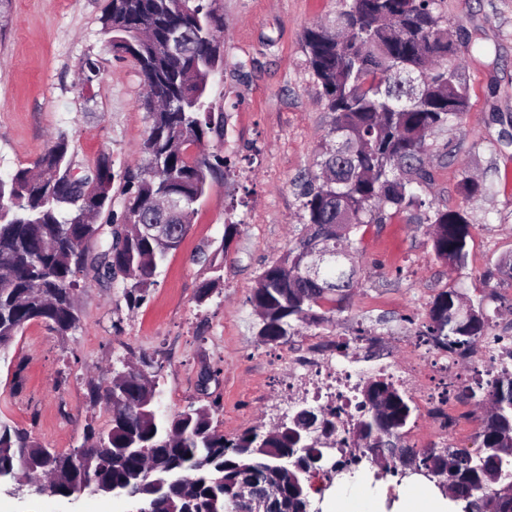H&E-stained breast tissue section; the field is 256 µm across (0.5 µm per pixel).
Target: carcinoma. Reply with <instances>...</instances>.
<instances>
[{"label":"carcinoma","instance_id":"obj_1","mask_svg":"<svg viewBox=\"0 0 512 512\" xmlns=\"http://www.w3.org/2000/svg\"><path fill=\"white\" fill-rule=\"evenodd\" d=\"M336 14L348 19L352 36L331 38L328 24L305 31V49L325 107L331 114L318 166L333 174L316 175L300 196L305 222L295 246L258 276L250 297L257 335L278 345L301 329L318 327L341 312L352 276L337 262L352 247L351 236L401 214L422 213L418 223L435 257L460 272L469 261L475 225L464 208H440L425 196L433 182L428 139L459 126L470 106V86L456 63L468 34L458 28L448 37L437 0H337ZM103 24L112 48L131 56L148 88L149 131L143 170L128 179L120 210L112 197V162L101 156L85 179L97 181L94 196H84L72 171L71 145L60 134L39 158V173L19 169L0 179V351L26 325L44 323L59 336L79 324L75 291L81 277L121 280L123 298L139 307L169 253L182 244L194 204L229 165L219 152L191 160L190 145L224 139L223 114L206 101L212 75L223 59L211 52L222 21L205 0H109ZM502 126L499 141L512 144V117L489 116ZM466 200L487 192L483 178L460 170ZM170 195L181 214L150 213L160 195ZM212 273L197 302L210 298L223 278L217 257H205ZM464 293L438 294L424 330L444 352L466 353L491 335L500 313L489 312L481 296L470 302L468 325L456 311ZM152 361L144 356L112 376L102 399L111 426L85 436L79 463L72 452L38 443L31 434L0 419V483L22 494L70 498L76 494L113 495L132 487L150 512H239L236 490L245 480L275 485L281 507L273 512H308L312 484L302 448L319 443L292 419L273 430H246L226 439L212 426L210 409L190 404L170 415L157 410L159 390ZM357 415L347 433L336 426V409L323 411L324 433L344 452L336 469L344 472L366 461L359 452L390 433L408 444L406 426L415 408L407 392L385 377H370L358 390ZM494 395L479 417L478 450L440 448L417 453L414 461L456 476L463 512H482L477 487L488 481L486 461L512 467V367L501 366L487 381ZM384 412H372L376 400Z\"/></svg>","mask_w":512,"mask_h":512}]
</instances>
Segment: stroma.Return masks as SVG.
Masks as SVG:
<instances>
[{
  "label": "stroma",
  "instance_id": "1",
  "mask_svg": "<svg viewBox=\"0 0 512 512\" xmlns=\"http://www.w3.org/2000/svg\"><path fill=\"white\" fill-rule=\"evenodd\" d=\"M108 0H8L0 9V178L33 166L58 135H66L73 165L112 161V196L143 165L149 122L143 78L135 61L116 53L102 25ZM224 23V66L209 100L224 115L223 141L192 146L213 151L233 167L195 205L181 246L158 267L146 301L128 309L122 285L80 281L77 331L57 336L28 324L0 353V418L27 429L60 452L81 447L87 428H108L111 416L91 387L122 360L148 356L163 369L160 411L188 404L210 408L225 436L270 428L311 386L289 389V346L315 336L337 342L358 329L383 337L401 354V337L415 336L434 297L458 288L489 295L501 328L512 329V282L485 279L512 252V146L496 150L493 112L512 116V0H442L448 29L465 27L474 46L458 52L470 84L464 123L433 138L447 157L434 160L427 191L441 207H467L476 226L469 264L450 272L436 259L423 226L400 218L367 228L356 241L358 286L333 323L310 327L288 344L262 343L248 299L258 275L292 248L303 227L300 193L317 170L329 114L308 62L304 33L336 10V0H214ZM469 166L491 187L465 200L459 170ZM240 232L225 240L224 225ZM217 254L223 279L203 304L196 298ZM123 496L82 494L68 499L17 496L0 488V512H133Z\"/></svg>",
  "mask_w": 512,
  "mask_h": 512
}]
</instances>
